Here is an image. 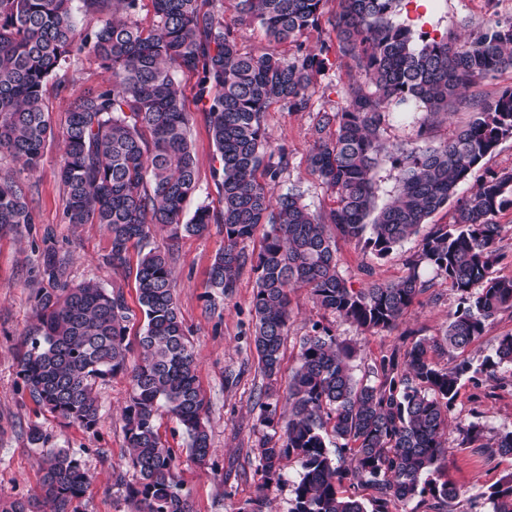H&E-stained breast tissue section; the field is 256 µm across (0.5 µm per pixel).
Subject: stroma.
I'll return each instance as SVG.
<instances>
[{
	"label": "stroma",
	"instance_id": "obj_1",
	"mask_svg": "<svg viewBox=\"0 0 512 512\" xmlns=\"http://www.w3.org/2000/svg\"><path fill=\"white\" fill-rule=\"evenodd\" d=\"M512 17V0H410L402 7L399 21L415 30L444 33L461 24L477 27L497 18ZM107 73L91 54L82 52L47 83L43 105L54 126H61L69 102L88 87L106 82ZM185 108L189 114L192 149L197 168L198 190L186 204L187 212L217 198L212 171L216 151L209 126L195 99V80L179 79ZM426 117L415 107L393 115L380 131L387 146L408 149L421 139L437 144L451 136L457 126L467 123L470 114L458 108L448 118L421 130ZM315 115L291 112L273 104L266 114V133L271 147L285 146L289 165L275 183L279 193L288 189L300 192L311 210L332 206L333 200L307 167V154L313 142ZM62 152L60 138L50 139L40 165L21 176L33 207L36 222L22 235L0 236V500L27 498L39 492L41 447L31 443L32 429H40L53 448H65L81 462L91 485L82 502L83 512H137V503L128 497L127 485L136 483L125 441L122 413L131 393L129 375L119 374L98 383L96 394L101 419L92 429L63 422L41 409L31 398L18 376L17 353L26 335L35 325L31 298V271L43 246L44 237L71 256V277L80 282L95 279L104 286H122L130 308L138 306L134 273L115 276L102 263L109 249V237L97 224L75 227L63 219L65 193L58 176L57 162ZM419 237H411L386 256H376L363 244L339 241V271L353 287L372 282H390L407 272V263L419 249ZM153 246L173 251L172 273L180 313L190 330L189 339L197 358V377L207 404L205 422L213 454L205 464L193 462L187 452L188 437L178 421L160 411L156 424L166 446L180 455L178 479L188 493L193 512H246L250 500L262 496L266 512H291L294 506L293 482L300 466L296 460H284L281 483L264 485L258 471L255 444L264 429L259 423V394L267 384L257 368L253 339L252 298L255 276L251 270L241 274L234 294L225 299L221 314L205 308L207 272L216 253L224 247V227L211 225L203 236L170 240L157 233ZM429 290L411 306L394 329L373 335L318 306L308 289L291 294L292 314L282 353L281 368L275 382L279 410L288 408V377L297 364L300 341L313 326L327 327L339 340L351 345L356 355L351 362L355 377H362L370 366L393 353L404 352L420 339L441 336L448 318L458 306V296L447 280L422 269ZM144 317L137 313L128 328V339L137 342ZM512 334V311L501 313L465 351L439 355V365L461 360L480 365L494 355L502 336ZM497 373L505 386L491 388L486 383L463 377L459 399L450 423L475 421L487 436L512 429V364H501ZM512 471L511 457L486 458L471 450L449 445L444 471L432 472V481L451 480L465 491L453 502L450 512H492L489 488Z\"/></svg>",
	"mask_w": 512,
	"mask_h": 512
}]
</instances>
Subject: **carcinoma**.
Instances as JSON below:
<instances>
[{"instance_id":"1","label":"carcinoma","mask_w":512,"mask_h":512,"mask_svg":"<svg viewBox=\"0 0 512 512\" xmlns=\"http://www.w3.org/2000/svg\"><path fill=\"white\" fill-rule=\"evenodd\" d=\"M237 0L238 21L258 23L275 43L295 44L284 60L274 53L240 51L236 23L204 8L203 0H152L157 24L141 28L140 0H0V154L17 169L0 176V233L20 234L36 223L19 174L36 169L54 137L42 106L48 79L71 57L88 51L109 74L69 102L61 127L58 175L66 194L67 224H101L110 240L104 263L113 274L130 269L138 250V303L145 317L140 352L126 342L132 318L120 286L75 283L67 254L52 244L39 252L32 289L38 324L18 352V374L41 407L85 429L100 420L95 385L130 374L132 394L123 413L125 439L139 481L128 486L139 512H190L176 480L178 456L161 441L156 417L164 407L183 427L198 463L211 454L203 420L204 397L196 355L178 307L170 250L149 247L158 228L170 237L199 236L224 225V249L209 269L207 307L232 295L248 267L256 276L252 311L258 370L272 381L288 335L291 292L307 288L316 304L372 334L393 328L427 289V265L459 295L439 339L413 342L403 360L393 355L372 368L377 382L358 379L354 348L324 328L303 337L288 381L286 414L260 404V425L282 428L262 437L257 457L264 483L283 479L282 462L300 464L291 512H391L390 506L427 494L446 505L466 494L455 483L427 476L448 455L449 414L459 382L470 373L462 360L441 367L431 353L463 350L496 316L512 310V276H495L502 225L512 209V169L479 179L468 194L459 186L512 138V84L486 101L465 94L478 80L512 72V17L490 21L463 38L430 36L398 21L403 0ZM107 15L78 28V15ZM327 27L336 45L309 48L310 29ZM348 60L344 103L315 109L317 77L332 67L329 54ZM197 77L219 166L213 169L219 207H198L184 219L197 189L178 74ZM274 103L290 112H316L308 154L310 173L334 197L311 211L301 195L274 194L271 184L288 167V149L269 148L265 116ZM415 104L426 119L453 104L471 113L448 140L412 148L399 167L397 192L381 206L376 169L388 147L380 129L394 109ZM455 201L453 223L421 240L408 272L388 283L354 288L338 270V240L364 242L378 256L416 235L437 211ZM261 234L255 256L240 244ZM512 363V334L480 373L499 382L497 365ZM457 447L512 456V430L493 442L475 422L458 423ZM341 445L331 446V439ZM40 493L0 503V512H79L89 481L64 449L43 454ZM373 491L369 501L345 485ZM493 512H512V471L491 487Z\"/></svg>"}]
</instances>
